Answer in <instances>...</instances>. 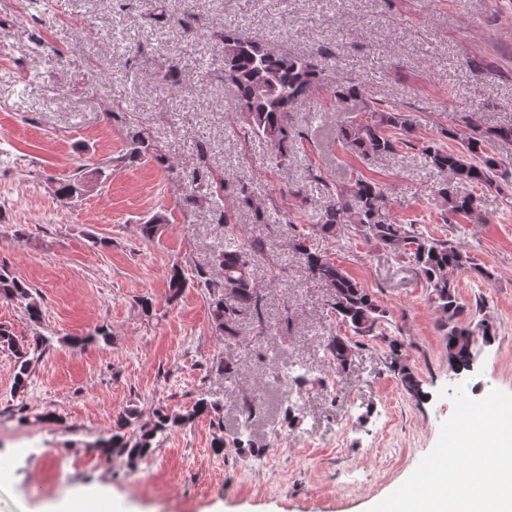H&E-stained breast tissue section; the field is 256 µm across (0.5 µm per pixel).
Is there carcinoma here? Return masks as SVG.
I'll return each instance as SVG.
<instances>
[{
	"label": "carcinoma",
	"instance_id": "1",
	"mask_svg": "<svg viewBox=\"0 0 512 512\" xmlns=\"http://www.w3.org/2000/svg\"><path fill=\"white\" fill-rule=\"evenodd\" d=\"M150 19L158 23L179 25L185 34L194 32V26L185 17L169 11L168 0H155ZM222 78L234 93V110L241 113L254 134L271 149V161L277 167L288 165V150L294 140L291 114L306 103L313 91L324 83L320 60L335 55L331 47L318 46L307 55L291 56L276 52L263 41L253 40L237 29H226L221 35ZM179 62L171 60L159 72V78L170 89L180 84ZM336 102V112H345L350 102L360 104L368 113L357 123L336 120V140L351 153L364 159H380L395 153L398 134L411 131L410 118L394 106L377 107L367 98L361 87L353 81H335L329 88ZM473 134L455 149L445 147L438 140L422 147L426 162L445 178L438 184L437 193L444 199L451 216H470L481 211L480 197L474 188H495L498 179L508 173L509 165L492 153L499 140L512 138V128L481 129L471 124ZM128 148L119 159L89 160L78 168L72 178L58 183L57 196L68 200L81 195L106 177L112 164H133L153 159L166 162L161 148L141 126H130L126 132ZM319 218L311 224L323 234L360 237L383 244L397 257L412 259L418 273L429 290V298L440 311L439 328L443 331L448 362L455 370H469L470 354L477 344L489 345L494 340L495 328L487 319L473 322V309L461 301L457 285L448 276L450 270L472 268V258L448 241L425 236L393 221L385 209L384 187L360 176L338 184L318 205ZM219 223L224 225V248L214 254L213 262L224 269V279L235 283L233 295L210 294V315L216 335L231 343L239 335V326L250 321L264 327L267 296L254 281L251 265L264 255L263 241L242 240L234 225L229 223L228 211L220 213ZM165 224V217L157 214L140 225L144 240L155 238ZM294 252L302 260L308 274L329 290L328 305L352 336H330L323 345L328 367L341 373L348 370L356 350L363 341H378L388 347L389 369L397 375L402 388L414 398L425 396L421 380L399 355V344L388 332L386 310L370 291L351 277L341 266L325 255L311 251L306 237L299 234L291 239ZM187 279L182 269L174 267L168 288L170 298L177 299ZM0 298L24 309L30 321L37 323L42 317L40 303L32 288L23 280L3 271L0 273ZM110 333L103 327L86 336H69L65 343L74 349L89 344L108 342ZM0 343L7 345L14 356V391L25 390L32 369L40 359L43 340L20 344L12 334L0 327ZM256 404L245 402L241 436L234 440L239 452L252 456L262 455L253 439L249 424ZM219 411L218 404L205 397L183 411L158 408L152 417L141 421L140 412L132 408L117 419L112 435L101 438L88 451L101 458H125L131 469H136L154 454L161 438L178 428L193 423L197 418Z\"/></svg>",
	"mask_w": 512,
	"mask_h": 512
}]
</instances>
